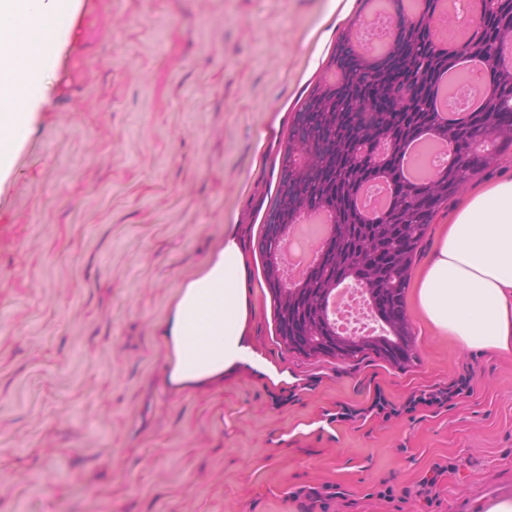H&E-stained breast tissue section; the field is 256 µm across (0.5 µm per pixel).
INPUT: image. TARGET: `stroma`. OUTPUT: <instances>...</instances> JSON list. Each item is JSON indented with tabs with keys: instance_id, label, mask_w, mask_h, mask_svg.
I'll return each mask as SVG.
<instances>
[{
	"instance_id": "obj_1",
	"label": "stroma",
	"mask_w": 512,
	"mask_h": 512,
	"mask_svg": "<svg viewBox=\"0 0 512 512\" xmlns=\"http://www.w3.org/2000/svg\"><path fill=\"white\" fill-rule=\"evenodd\" d=\"M360 8L76 0L0 193V512H425L416 486L449 459L439 512L512 497L511 354L463 351L410 310L403 364L276 333L263 218L292 114ZM227 224L247 230L253 342L276 376L172 396L154 329ZM469 366L448 412L336 418ZM328 486L342 497L309 498Z\"/></svg>"
}]
</instances>
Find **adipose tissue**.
Returning a JSON list of instances; mask_svg holds the SVG:
<instances>
[{
    "label": "adipose tissue",
    "mask_w": 512,
    "mask_h": 512,
    "mask_svg": "<svg viewBox=\"0 0 512 512\" xmlns=\"http://www.w3.org/2000/svg\"><path fill=\"white\" fill-rule=\"evenodd\" d=\"M37 2L28 15L20 0H0V189L44 101L26 59L40 35L71 28L68 0ZM254 288L243 227L225 225L157 326L168 394L219 385L246 369L271 374L252 343ZM413 303L433 331L461 348L512 354V164L449 210L414 279Z\"/></svg>",
    "instance_id": "obj_1"
}]
</instances>
